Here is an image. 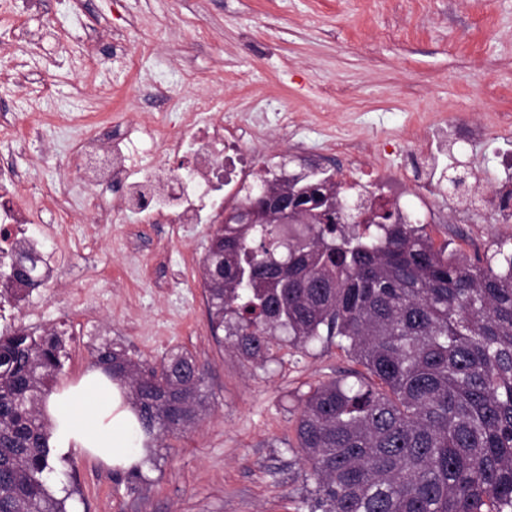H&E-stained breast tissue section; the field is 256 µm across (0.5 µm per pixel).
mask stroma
Returning <instances> with one entry per match:
<instances>
[{
    "label": "stroma",
    "mask_w": 512,
    "mask_h": 512,
    "mask_svg": "<svg viewBox=\"0 0 512 512\" xmlns=\"http://www.w3.org/2000/svg\"><path fill=\"white\" fill-rule=\"evenodd\" d=\"M94 19L111 20L136 51L130 68L106 53L98 58L113 120L177 124L194 98L210 93L198 80L208 74L223 83L225 121L250 119L288 171L305 163L339 171L348 161L335 143L369 144L376 153L368 165L379 173L372 192L414 208L426 193L438 215L427 229L435 246L476 260L465 233L448 235L450 221L496 224L507 235L512 216L485 198L512 154V125L494 121L512 115V0H52L24 19L52 32L28 51L16 52L14 34L0 25V68L19 60L48 86L38 94L0 79V113L21 120L38 113L47 122L39 139L0 141V161L41 188L60 179L54 161L74 148L55 127L57 116L104 119L95 91L78 78L79 38ZM158 84L172 93L163 105L150 96ZM442 126L459 141L439 154L438 171L469 169L485 195L457 215L447 184L425 192L404 175L408 163L427 165L414 156L413 132ZM87 194L71 179L73 222L60 231L33 224L27 233L49 256L51 276L20 310L40 315L43 330L68 334L56 388L76 383L92 369L95 347L114 340L155 366L171 350L189 352L205 369L211 399L194 427L154 440L155 460L144 464L142 479L69 451L56 463L54 496L66 498L69 512H298L306 466L294 443L303 401L358 363L333 344L302 353L284 341L258 367L231 343L217 345L198 301L210 230L180 233L132 214L94 224L83 210Z\"/></svg>",
    "instance_id": "35a3bbf8"
}]
</instances>
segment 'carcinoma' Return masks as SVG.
Listing matches in <instances>:
<instances>
[{"mask_svg":"<svg viewBox=\"0 0 512 512\" xmlns=\"http://www.w3.org/2000/svg\"><path fill=\"white\" fill-rule=\"evenodd\" d=\"M337 216L284 239L279 224L218 227L202 260L211 336L247 362L279 336L345 349L378 384L331 380L296 428L308 512H512V238L470 262L411 224L337 230ZM66 356L62 334L0 335V512H67L55 497L41 409ZM95 364L126 389L146 439L192 427L209 404L196 359L147 368L110 340Z\"/></svg>","mask_w":512,"mask_h":512,"instance_id":"cac0c4a2","label":"carcinoma"}]
</instances>
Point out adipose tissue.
Listing matches in <instances>:
<instances>
[{
    "instance_id": "adipose-tissue-1",
    "label": "adipose tissue",
    "mask_w": 512,
    "mask_h": 512,
    "mask_svg": "<svg viewBox=\"0 0 512 512\" xmlns=\"http://www.w3.org/2000/svg\"><path fill=\"white\" fill-rule=\"evenodd\" d=\"M45 413L54 424L57 446L97 457L122 468L140 464L142 433L120 389L100 371L52 393Z\"/></svg>"
}]
</instances>
